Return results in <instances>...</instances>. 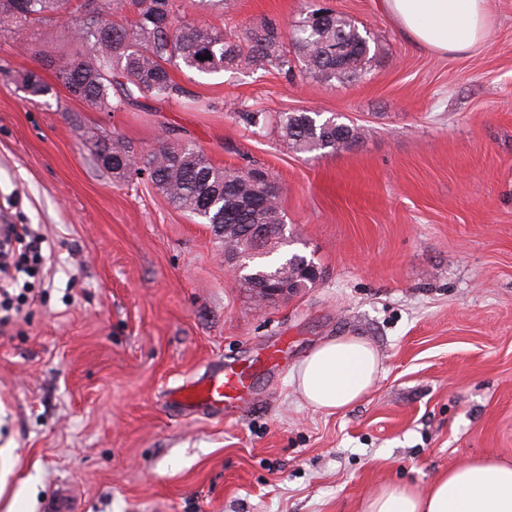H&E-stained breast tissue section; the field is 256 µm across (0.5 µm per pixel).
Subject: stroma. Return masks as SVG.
Returning a JSON list of instances; mask_svg holds the SVG:
<instances>
[{
    "mask_svg": "<svg viewBox=\"0 0 512 512\" xmlns=\"http://www.w3.org/2000/svg\"><path fill=\"white\" fill-rule=\"evenodd\" d=\"M314 0L189 7L223 30L297 20ZM363 25L373 59L351 81L294 71L172 76L185 99L111 114L72 99L41 54L63 24L0 36V224L43 237L51 266L0 331V512H362L385 483L428 487L477 457L512 463V0H492L480 49L441 55L403 36L383 0H329ZM54 94L32 102L19 74ZM199 99L201 107L191 106ZM360 126L332 155L252 134L233 101ZM218 167H261L283 188L311 288L256 304L210 225L146 180L94 160L98 129L136 147L162 128ZM359 336L383 371L355 406L305 405L292 376L319 343ZM250 367L233 414L184 411L170 390ZM22 91L32 98L45 97L52 93L51 85L45 81L39 70H29L18 78Z\"/></svg>",
    "mask_w": 512,
    "mask_h": 512,
    "instance_id": "1",
    "label": "stroma"
}]
</instances>
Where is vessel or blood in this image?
<instances>
[{
	"mask_svg": "<svg viewBox=\"0 0 512 512\" xmlns=\"http://www.w3.org/2000/svg\"><path fill=\"white\" fill-rule=\"evenodd\" d=\"M248 379L245 372L220 368L203 378L174 388L171 398L174 403L189 410L208 408L230 412L241 399Z\"/></svg>",
	"mask_w": 512,
	"mask_h": 512,
	"instance_id": "1",
	"label": "vessel or blood"
}]
</instances>
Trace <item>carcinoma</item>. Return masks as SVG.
I'll return each instance as SVG.
<instances>
[{
    "label": "carcinoma",
    "instance_id": "carcinoma-1",
    "mask_svg": "<svg viewBox=\"0 0 512 512\" xmlns=\"http://www.w3.org/2000/svg\"><path fill=\"white\" fill-rule=\"evenodd\" d=\"M97 17L75 16L71 0H0V35L19 37L35 25L70 18L67 26L71 53L48 55L44 66L76 100L103 112H121L143 99H169L181 93L170 67L182 65L199 75L227 70L272 69L288 74L301 67L331 83L357 77L370 60V36L351 17L332 12L316 20L320 9L308 7L289 29L273 19L230 32H219L187 19L183 0H95ZM344 47L336 59V45ZM32 98L52 93L39 70L18 78ZM230 108L247 126L263 129L275 122L280 136L298 153H334L361 138V129L338 131L336 117L321 118L309 111L270 116L243 104ZM96 157L115 181L145 175L169 203L201 224H269L272 235L254 249L270 256L284 245L285 223L281 196L243 180L244 169L216 167L191 142L171 143L161 135L152 145L136 148L103 129ZM310 262L297 252L267 268L288 272Z\"/></svg>",
    "mask_w": 512,
    "mask_h": 512
}]
</instances>
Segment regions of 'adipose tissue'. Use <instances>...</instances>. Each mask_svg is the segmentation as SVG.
<instances>
[{
	"mask_svg": "<svg viewBox=\"0 0 512 512\" xmlns=\"http://www.w3.org/2000/svg\"><path fill=\"white\" fill-rule=\"evenodd\" d=\"M386 6L415 44L444 54L481 46L492 22L489 0H386ZM381 369L370 342L339 336L315 347L293 381L306 404L333 413L362 400ZM363 512H512V466L474 458L448 468L425 490L387 483L366 499Z\"/></svg>",
	"mask_w": 512,
	"mask_h": 512,
	"instance_id": "obj_1",
	"label": "adipose tissue"
}]
</instances>
